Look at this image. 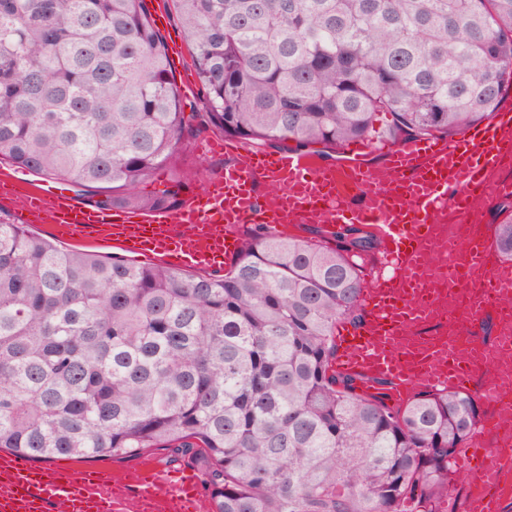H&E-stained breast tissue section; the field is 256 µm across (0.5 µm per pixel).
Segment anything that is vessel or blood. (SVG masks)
I'll use <instances>...</instances> for the list:
<instances>
[{"instance_id":"1","label":"vessel or blood","mask_w":512,"mask_h":512,"mask_svg":"<svg viewBox=\"0 0 512 512\" xmlns=\"http://www.w3.org/2000/svg\"><path fill=\"white\" fill-rule=\"evenodd\" d=\"M224 150L231 162L207 182L203 197L174 209L148 214L77 205L61 186L31 185L22 211H51L59 228L76 240H110L178 265L208 270L237 256L245 224H337L369 226L383 245L376 276L363 297L360 328L344 331L336 357L338 371L388 382L396 402L415 391L467 389L478 381L479 396L491 406L485 431L469 444L462 465L480 493L470 512H500L507 477H512V444L488 442L486 435L512 418V399L498 375L512 363V339L483 342L479 330L487 311L512 310V277L491 254L483 225L472 223L474 202L483 196H512V181L498 178L501 161L512 155V103L494 117L469 127L455 140L442 137L380 142L381 164H369L366 147L346 146L332 163L295 151L264 152L228 140L201 145V153ZM273 192L260 205L259 186ZM454 216L461 227L447 245L435 248L436 224ZM484 270L479 298L446 335L448 316L437 307L441 287L457 291L469 273L462 258ZM201 475L178 474L155 460L116 473L99 465L80 474L34 464L25 457L0 456V512H202Z\"/></svg>"}]
</instances>
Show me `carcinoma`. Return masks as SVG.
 <instances>
[{"instance_id":"obj_1","label":"carcinoma","mask_w":512,"mask_h":512,"mask_svg":"<svg viewBox=\"0 0 512 512\" xmlns=\"http://www.w3.org/2000/svg\"><path fill=\"white\" fill-rule=\"evenodd\" d=\"M173 2L208 121L253 145L452 136L512 88V0ZM184 106L146 0H0V162L99 206L176 208ZM156 173L168 188L139 190ZM321 234L336 248L252 237L194 277L0 220V450L194 457L211 512H445L480 404L438 389L391 407L386 380L365 396L334 369L378 240ZM494 246L512 261V210Z\"/></svg>"}]
</instances>
